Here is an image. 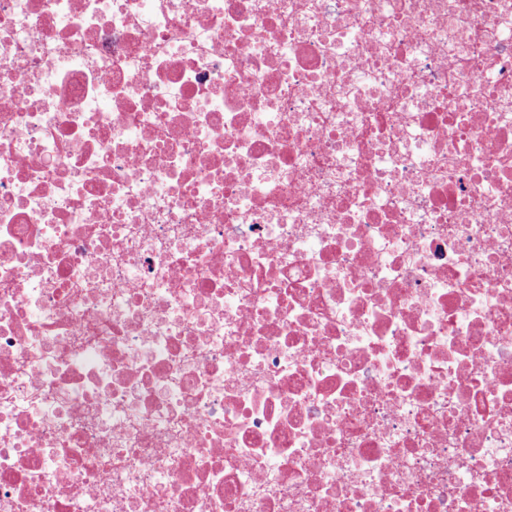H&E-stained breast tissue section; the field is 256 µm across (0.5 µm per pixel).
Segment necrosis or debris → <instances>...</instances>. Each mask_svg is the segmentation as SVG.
<instances>
[{"mask_svg": "<svg viewBox=\"0 0 512 512\" xmlns=\"http://www.w3.org/2000/svg\"><path fill=\"white\" fill-rule=\"evenodd\" d=\"M0 512H512V0H0Z\"/></svg>", "mask_w": 512, "mask_h": 512, "instance_id": "obj_1", "label": "necrosis or debris"}]
</instances>
